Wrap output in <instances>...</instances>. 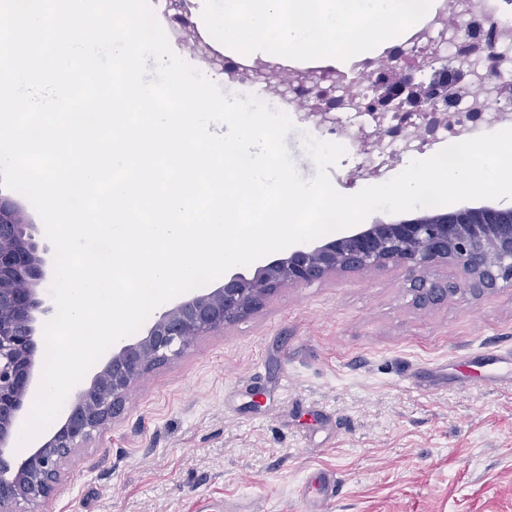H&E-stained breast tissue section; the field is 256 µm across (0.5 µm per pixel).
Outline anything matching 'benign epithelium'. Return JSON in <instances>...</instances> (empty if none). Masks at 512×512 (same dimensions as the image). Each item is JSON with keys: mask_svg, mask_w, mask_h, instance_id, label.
I'll list each match as a JSON object with an SVG mask.
<instances>
[{"mask_svg": "<svg viewBox=\"0 0 512 512\" xmlns=\"http://www.w3.org/2000/svg\"><path fill=\"white\" fill-rule=\"evenodd\" d=\"M178 40L212 66L224 59L194 30L183 28ZM433 62H410L400 51L381 67L378 86L387 101L407 97L416 112H431L436 101L458 88L466 73L452 68L428 77ZM253 71L266 90L288 88V72L263 60ZM20 208L0 196V512H36L60 480V465L84 447L93 434L112 424L126 394L152 367L183 353L198 337L219 332L260 309L280 288H296L346 272L393 267L401 270L421 306L457 294L478 298L512 287V209L460 208L392 223L361 224L324 244H303L288 257L271 261L253 275L237 273L212 291L164 309L146 336L112 347L102 367L69 406L52 434L25 452H5L14 440L26 400L36 389L35 313H49L38 286L46 279L48 248L35 241ZM453 265L462 280L428 283V273Z\"/></svg>", "mask_w": 512, "mask_h": 512, "instance_id": "obj_1", "label": "benign epithelium"}]
</instances>
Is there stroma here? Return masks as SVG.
<instances>
[{"mask_svg":"<svg viewBox=\"0 0 512 512\" xmlns=\"http://www.w3.org/2000/svg\"><path fill=\"white\" fill-rule=\"evenodd\" d=\"M512 348V288L420 307L401 271L280 289L152 367L61 466L47 512H512V390L468 354Z\"/></svg>","mask_w":512,"mask_h":512,"instance_id":"1","label":"stroma"}]
</instances>
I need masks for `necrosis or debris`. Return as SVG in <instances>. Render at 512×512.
I'll return each instance as SVG.
<instances>
[{
    "instance_id": "1",
    "label": "necrosis or debris",
    "mask_w": 512,
    "mask_h": 512,
    "mask_svg": "<svg viewBox=\"0 0 512 512\" xmlns=\"http://www.w3.org/2000/svg\"><path fill=\"white\" fill-rule=\"evenodd\" d=\"M503 31H512V17L500 10V0H467L463 11L431 9L424 26L410 29L405 46L437 54L450 67H466L471 82L451 103H437L438 112L447 114L444 124L429 126L424 114L385 109L376 104L379 75L369 70L366 62L353 63L351 69H338L322 62L302 67L291 59L278 58L279 66L287 68L291 81L285 95L275 96L271 104L284 112L294 126L319 140L342 144L354 156L361 180L383 179L391 161L397 156L422 154L445 147L492 130L512 127V97L500 94L499 87L512 84V45L493 47L494 59H487L462 50L465 41L487 39L488 23ZM253 60L245 54L224 59L225 68L236 71L233 81L224 80L222 71L212 77L219 87L239 96L256 94L260 80L251 70ZM366 71L365 82L356 90L351 102L333 109L328 123L308 116L303 104L325 88L334 96L346 95L352 71Z\"/></svg>"
}]
</instances>
